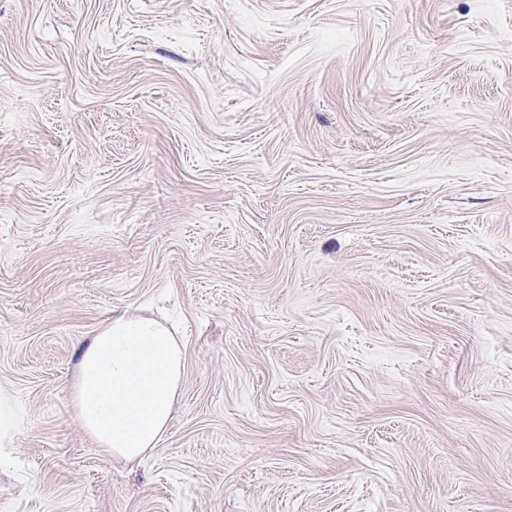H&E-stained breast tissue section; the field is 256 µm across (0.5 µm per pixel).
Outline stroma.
Instances as JSON below:
<instances>
[{
	"instance_id": "35a3bbf8",
	"label": "stroma",
	"mask_w": 512,
	"mask_h": 512,
	"mask_svg": "<svg viewBox=\"0 0 512 512\" xmlns=\"http://www.w3.org/2000/svg\"><path fill=\"white\" fill-rule=\"evenodd\" d=\"M171 425L71 406L113 317ZM0 512H512V0H0ZM183 366L182 349L152 318L117 316L89 339L71 397L100 454L134 460L159 445Z\"/></svg>"
}]
</instances>
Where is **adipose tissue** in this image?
I'll list each match as a JSON object with an SVG mask.
<instances>
[{
    "label": "adipose tissue",
    "instance_id": "obj_1",
    "mask_svg": "<svg viewBox=\"0 0 512 512\" xmlns=\"http://www.w3.org/2000/svg\"><path fill=\"white\" fill-rule=\"evenodd\" d=\"M184 353L166 327L121 315L83 348L74 409L100 454L134 460L156 448L173 419Z\"/></svg>",
    "mask_w": 512,
    "mask_h": 512
}]
</instances>
